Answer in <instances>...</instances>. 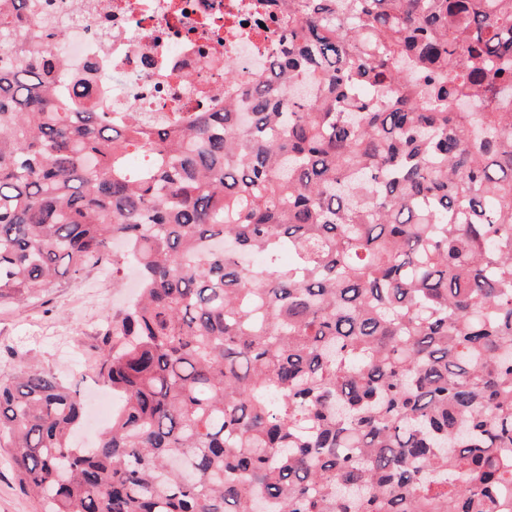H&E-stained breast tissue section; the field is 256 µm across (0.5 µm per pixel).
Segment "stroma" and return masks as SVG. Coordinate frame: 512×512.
I'll list each match as a JSON object with an SVG mask.
<instances>
[{
  "instance_id": "1",
  "label": "stroma",
  "mask_w": 512,
  "mask_h": 512,
  "mask_svg": "<svg viewBox=\"0 0 512 512\" xmlns=\"http://www.w3.org/2000/svg\"><path fill=\"white\" fill-rule=\"evenodd\" d=\"M128 274L113 277L111 262L91 266L78 278L64 277L41 297L0 307V380L22 368L51 372L86 404L76 441L91 448L102 431L100 406L112 390L100 371V332L107 317L128 304ZM13 449L0 448V512H44L20 484Z\"/></svg>"
}]
</instances>
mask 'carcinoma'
<instances>
[{
    "mask_svg": "<svg viewBox=\"0 0 512 512\" xmlns=\"http://www.w3.org/2000/svg\"><path fill=\"white\" fill-rule=\"evenodd\" d=\"M38 6L0 0V305L141 284L97 447L53 374L0 381L45 512H512V0H262L270 72L158 116L59 93Z\"/></svg>",
    "mask_w": 512,
    "mask_h": 512,
    "instance_id": "1",
    "label": "carcinoma"
}]
</instances>
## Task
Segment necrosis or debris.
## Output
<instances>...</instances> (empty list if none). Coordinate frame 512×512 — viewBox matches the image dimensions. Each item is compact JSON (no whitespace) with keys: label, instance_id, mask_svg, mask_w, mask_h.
Returning <instances> with one entry per match:
<instances>
[{"label":"necrosis or debris","instance_id":"1","mask_svg":"<svg viewBox=\"0 0 512 512\" xmlns=\"http://www.w3.org/2000/svg\"><path fill=\"white\" fill-rule=\"evenodd\" d=\"M258 0H52L46 29L66 23L67 72L95 76L103 112H217L224 60L267 70L286 38L250 25Z\"/></svg>","mask_w":512,"mask_h":512}]
</instances>
